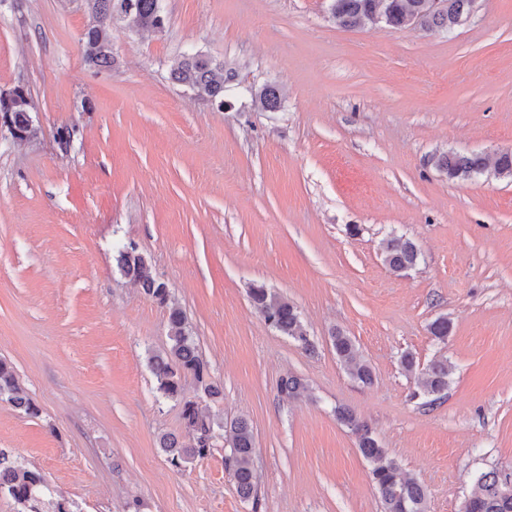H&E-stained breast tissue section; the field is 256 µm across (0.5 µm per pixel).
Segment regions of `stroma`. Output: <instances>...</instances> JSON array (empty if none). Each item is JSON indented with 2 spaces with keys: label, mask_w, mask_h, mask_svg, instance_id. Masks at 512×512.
Segmentation results:
<instances>
[{
  "label": "stroma",
  "mask_w": 512,
  "mask_h": 512,
  "mask_svg": "<svg viewBox=\"0 0 512 512\" xmlns=\"http://www.w3.org/2000/svg\"><path fill=\"white\" fill-rule=\"evenodd\" d=\"M160 3L164 31L114 19L100 70L84 0H0V93L37 105L31 142L0 135V358L41 409L0 402V449L74 512H381L341 407L425 485L427 512H459L479 472L512 466V178L452 181L432 158L512 150V0H478L449 33L343 28L331 0ZM196 52L235 72L223 105L171 80ZM267 83L279 111L254 105ZM390 235L418 246L415 268L384 263ZM130 242L224 388L213 410L253 426L258 505L224 445L179 471L160 448L185 429L147 365L166 310L117 269ZM253 284L298 308L314 352L266 324ZM335 330L371 385L338 362ZM407 351L453 366L433 408L411 397ZM289 374L307 395L281 397ZM330 339L339 361L349 376L362 385L372 384V371L361 361V355L351 338L340 331H333Z\"/></svg>",
  "instance_id": "35a3bbf8"
}]
</instances>
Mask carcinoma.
<instances>
[{
  "label": "carcinoma",
  "instance_id": "cac0c4a2",
  "mask_svg": "<svg viewBox=\"0 0 512 512\" xmlns=\"http://www.w3.org/2000/svg\"><path fill=\"white\" fill-rule=\"evenodd\" d=\"M89 23L82 36L86 60L100 69L112 68V19L120 16L128 28L161 32L165 16L160 0H85ZM445 10L426 11V0H332L330 11L336 25L344 28L383 26L399 30L407 26L411 15H422L424 31L437 33L452 31L454 22L466 17L472 0H446ZM172 79L193 91L199 98L224 106V86L233 80V72L224 63L202 53L185 55L171 70ZM284 94L274 84L263 85L254 94V103L261 112L281 108ZM37 106L28 92L16 94L8 102H0V114L8 116L10 124L19 132H26L33 124L32 112ZM435 166L446 172L448 178L468 180L478 175L497 178L512 177V151L494 155L484 153L460 154L449 152L434 159ZM383 261L393 271L414 267L419 260L415 243L401 238L382 242ZM117 267L121 274L138 285L160 306L168 308V348L149 357L148 363L156 379V390L162 397L182 403L181 416L189 440L180 442L173 436H163L160 448L170 465L180 470L196 459L208 456L218 438H224L230 448L226 465L232 472L237 492L244 500L258 506V482L255 468V438L252 425L245 418L230 423L224 431V422L208 413L199 403L182 399L184 382L192 379L205 397L217 401L222 392L212 381L209 365L201 358L196 342L186 326L182 310L169 305L167 283L155 272L152 264L133 243L118 250ZM254 306L265 322L291 338L306 351L314 349L297 307L288 299L254 284L249 289ZM431 335L439 342L448 340L451 326L442 316L430 325ZM336 355L349 376L358 383L370 385L373 375L370 367L361 361V355L350 337L340 331L330 336ZM402 369L417 375L413 397L424 398L423 405L432 406L439 395L448 389L449 367L446 360H434L419 369L413 354L406 352L400 359ZM307 391L305 381L296 375L280 379L279 392L286 400L296 399ZM0 401L29 417L40 416V408L19 384L10 362L0 359ZM337 419L356 435L358 448L370 466L371 481L378 492L382 512H426L427 489L417 479L404 477L397 461L372 436L368 425L359 421L346 409H336ZM512 467L494 468L478 474L470 494L464 499L460 512H512ZM0 495L17 505V512H72L71 503L59 490L52 488L41 470L19 463L14 456L0 449Z\"/></svg>",
  "mask_w": 512,
  "mask_h": 512
}]
</instances>
